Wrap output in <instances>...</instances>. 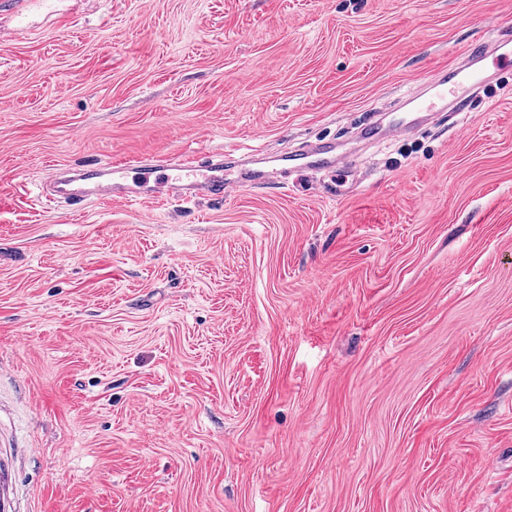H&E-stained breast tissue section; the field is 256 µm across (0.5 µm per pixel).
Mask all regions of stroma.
I'll return each instance as SVG.
<instances>
[{
	"label": "stroma",
	"instance_id": "obj_1",
	"mask_svg": "<svg viewBox=\"0 0 512 512\" xmlns=\"http://www.w3.org/2000/svg\"><path fill=\"white\" fill-rule=\"evenodd\" d=\"M512 0H0V512H512ZM359 147L223 201L56 168ZM466 55L474 64L455 67L451 81L446 79L443 69H435L428 75L426 91L414 98L415 111L425 113L421 118L430 116V112H443L448 99L457 100L459 94L486 84L497 71L512 67V52L498 50L497 53L486 43H474Z\"/></svg>",
	"mask_w": 512,
	"mask_h": 512
}]
</instances>
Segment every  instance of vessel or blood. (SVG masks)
<instances>
[{"label":"vessel or blood","mask_w":512,"mask_h":512,"mask_svg":"<svg viewBox=\"0 0 512 512\" xmlns=\"http://www.w3.org/2000/svg\"><path fill=\"white\" fill-rule=\"evenodd\" d=\"M469 67L456 68L452 77L443 70H433L426 89L415 98L420 113L440 112L448 100L458 98L469 89L486 84L497 71L512 67V52H497L487 44L476 43L467 51ZM308 169H334L336 155L333 147L312 145L302 153ZM75 186L68 190L71 204L105 200L117 202L184 201L198 198L223 199L230 190L257 188L269 182L272 173L253 169L240 171L234 179L224 177L223 154L181 156L175 163L141 159L111 160L105 163L72 167Z\"/></svg>","instance_id":"b4317fda"}]
</instances>
